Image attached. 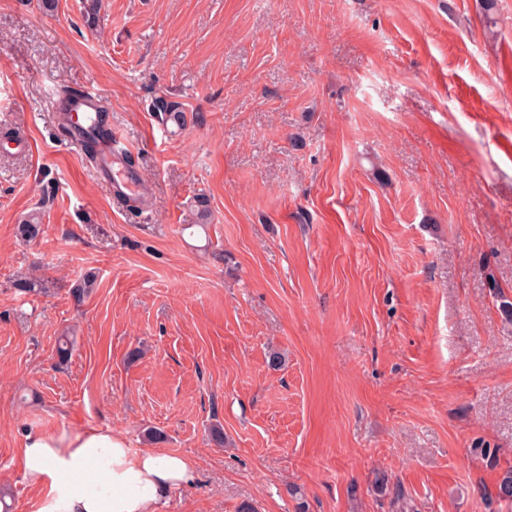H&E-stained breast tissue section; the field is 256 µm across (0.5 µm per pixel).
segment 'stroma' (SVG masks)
I'll list each match as a JSON object with an SVG mask.
<instances>
[{
  "label": "stroma",
  "instance_id": "1",
  "mask_svg": "<svg viewBox=\"0 0 512 512\" xmlns=\"http://www.w3.org/2000/svg\"><path fill=\"white\" fill-rule=\"evenodd\" d=\"M62 85L97 92L133 145L141 208L61 141ZM160 95L182 132L154 116ZM504 298L512 0H102L94 27L84 0H0L9 512L39 506L24 434L91 426L135 448L163 431L158 451L193 463L162 512H498ZM153 112L159 115L163 125L172 123L177 129H183L186 125V115L176 102L168 100L164 96L155 98Z\"/></svg>",
  "mask_w": 512,
  "mask_h": 512
}]
</instances>
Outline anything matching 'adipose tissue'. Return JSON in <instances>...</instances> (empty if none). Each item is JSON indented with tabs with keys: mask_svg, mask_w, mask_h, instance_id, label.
Instances as JSON below:
<instances>
[{
	"mask_svg": "<svg viewBox=\"0 0 512 512\" xmlns=\"http://www.w3.org/2000/svg\"><path fill=\"white\" fill-rule=\"evenodd\" d=\"M21 453L26 480L43 493L38 512H160L193 477L186 457L133 448L107 427L34 431Z\"/></svg>",
	"mask_w": 512,
	"mask_h": 512,
	"instance_id": "obj_1",
	"label": "adipose tissue"
}]
</instances>
